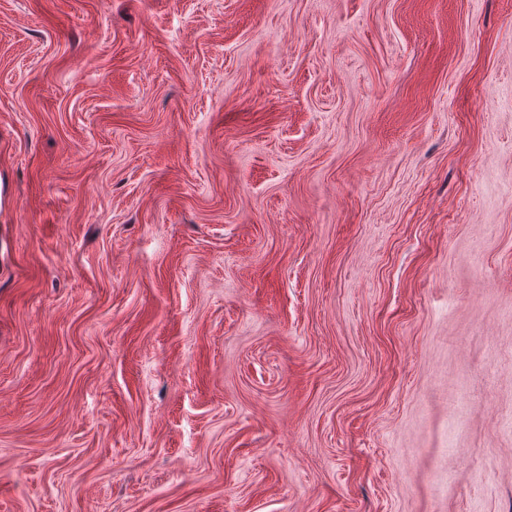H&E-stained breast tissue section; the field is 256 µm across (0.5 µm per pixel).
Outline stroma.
Wrapping results in <instances>:
<instances>
[{"label":"stroma","instance_id":"35a3bbf8","mask_svg":"<svg viewBox=\"0 0 512 512\" xmlns=\"http://www.w3.org/2000/svg\"><path fill=\"white\" fill-rule=\"evenodd\" d=\"M0 512H512V0H0Z\"/></svg>","mask_w":512,"mask_h":512}]
</instances>
